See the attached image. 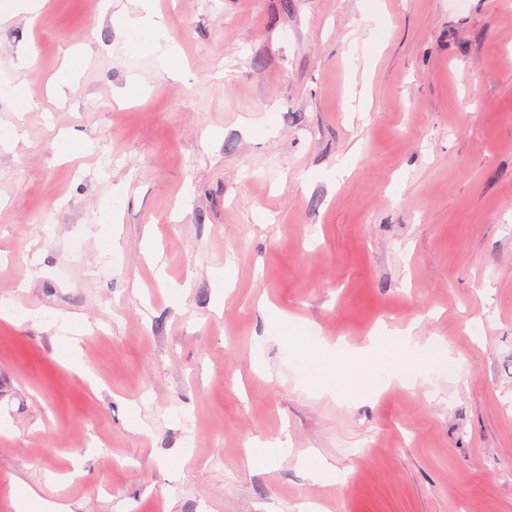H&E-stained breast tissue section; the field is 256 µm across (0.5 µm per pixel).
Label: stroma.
I'll use <instances>...</instances> for the list:
<instances>
[{
  "instance_id": "1",
  "label": "stroma",
  "mask_w": 512,
  "mask_h": 512,
  "mask_svg": "<svg viewBox=\"0 0 512 512\" xmlns=\"http://www.w3.org/2000/svg\"><path fill=\"white\" fill-rule=\"evenodd\" d=\"M128 2L0 0V512H512V0ZM284 317L451 360L310 396ZM150 1L138 0L135 4L136 10L133 11H129L126 7L115 11L112 15V23L134 32L141 30H148L156 34L161 32L164 28L163 22L153 12Z\"/></svg>"
}]
</instances>
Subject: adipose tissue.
Returning a JSON list of instances; mask_svg holds the SVG:
<instances>
[{
  "mask_svg": "<svg viewBox=\"0 0 512 512\" xmlns=\"http://www.w3.org/2000/svg\"><path fill=\"white\" fill-rule=\"evenodd\" d=\"M289 345L293 355L306 366L298 388L313 396L353 393L363 389L371 376L405 386L409 383L406 368H435L445 361L443 353L433 352L429 346L413 343L411 336L387 328L370 336L360 347L340 342L331 345L302 333L290 337Z\"/></svg>",
  "mask_w": 512,
  "mask_h": 512,
  "instance_id": "ef3b65f1",
  "label": "adipose tissue"
}]
</instances>
